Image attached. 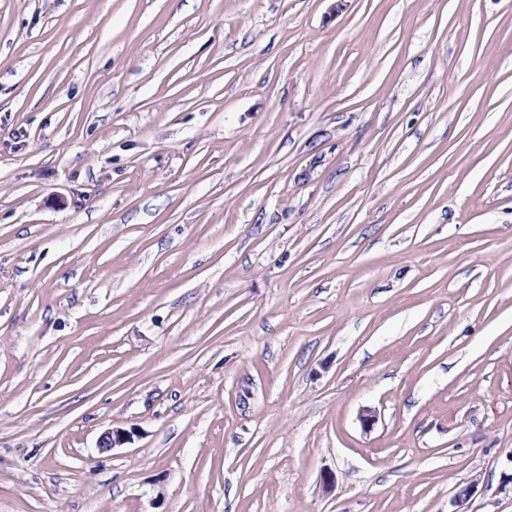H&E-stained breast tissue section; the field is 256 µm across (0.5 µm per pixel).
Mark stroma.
I'll list each match as a JSON object with an SVG mask.
<instances>
[{"label":"stroma","instance_id":"obj_1","mask_svg":"<svg viewBox=\"0 0 512 512\" xmlns=\"http://www.w3.org/2000/svg\"><path fill=\"white\" fill-rule=\"evenodd\" d=\"M510 473L512 0H0V512Z\"/></svg>","mask_w":512,"mask_h":512}]
</instances>
